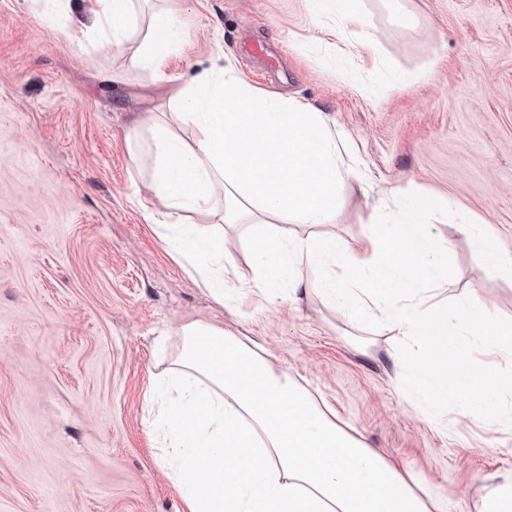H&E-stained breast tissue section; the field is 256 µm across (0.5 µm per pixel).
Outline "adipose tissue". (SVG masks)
Listing matches in <instances>:
<instances>
[{"label":"adipose tissue","instance_id":"1","mask_svg":"<svg viewBox=\"0 0 512 512\" xmlns=\"http://www.w3.org/2000/svg\"><path fill=\"white\" fill-rule=\"evenodd\" d=\"M309 6L339 32L360 31V51L376 53L360 0H309ZM148 32L142 58L158 70L182 32L163 10L150 15ZM171 98L178 112L167 120L144 115L129 138L133 158H150L164 229L191 224L192 215H210L219 203L224 223L249 215L250 267L269 299L284 290L314 293L353 325H392L418 348L408 380L420 387L432 421L451 407L512 421V318H484L470 301L445 310L424 297L443 280L452 252L420 232L441 209L440 198L401 189L403 218L376 206L355 252L333 234H297L281 218L333 223L364 183L345 168L326 116L297 98L249 86L229 66L202 73ZM177 122L195 127L199 137L182 139ZM191 226L193 245L176 249L175 257L214 300L224 301L230 290L223 264L198 261L218 235L212 225ZM460 229L472 240L477 266L512 278V257L486 224L466 219ZM181 336L159 381L156 423L185 512H433L407 473L338 424L261 347L209 323L184 324ZM479 344L497 353L495 367L473 362Z\"/></svg>","mask_w":512,"mask_h":512}]
</instances>
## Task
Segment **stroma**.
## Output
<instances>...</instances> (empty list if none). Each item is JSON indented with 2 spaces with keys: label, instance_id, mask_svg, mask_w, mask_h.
I'll return each mask as SVG.
<instances>
[{
  "label": "stroma",
  "instance_id": "35a3bbf8",
  "mask_svg": "<svg viewBox=\"0 0 512 512\" xmlns=\"http://www.w3.org/2000/svg\"><path fill=\"white\" fill-rule=\"evenodd\" d=\"M185 40L144 66L150 6ZM377 72L307 0H136L134 37L111 45L93 0H0V512H183L158 459L150 393L177 328L201 320L246 336L389 460L439 512H476L512 470V424L448 413L431 423L397 377L401 337L353 331L315 301L269 302L250 277L251 234L223 238L235 298L215 302L177 262L139 201L150 170L127 134L171 112L170 90L232 64L250 86L302 99L363 161L355 193L321 232L358 246L367 200L413 187L446 212L424 227L450 242L449 300L512 317V278L472 259L459 216L487 221L512 255V0H363ZM266 45L268 60L245 52Z\"/></svg>",
  "mask_w": 512,
  "mask_h": 512
}]
</instances>
